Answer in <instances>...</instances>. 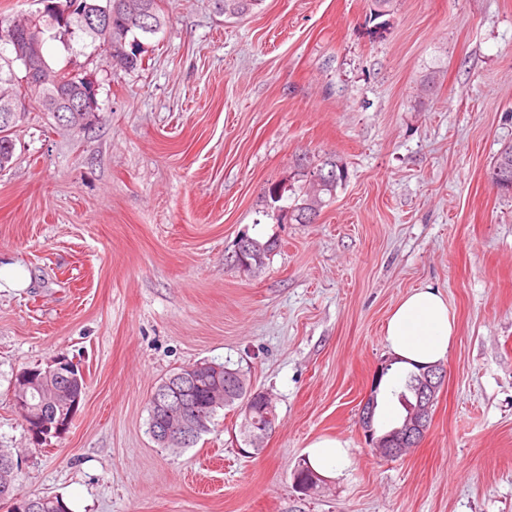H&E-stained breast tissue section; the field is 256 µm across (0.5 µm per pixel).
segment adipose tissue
Listing matches in <instances>:
<instances>
[{"label":"adipose tissue","instance_id":"obj_1","mask_svg":"<svg viewBox=\"0 0 512 512\" xmlns=\"http://www.w3.org/2000/svg\"><path fill=\"white\" fill-rule=\"evenodd\" d=\"M455 336V318L433 288L409 292L395 305L385 326L389 350L407 363L434 365L446 359Z\"/></svg>","mask_w":512,"mask_h":512}]
</instances>
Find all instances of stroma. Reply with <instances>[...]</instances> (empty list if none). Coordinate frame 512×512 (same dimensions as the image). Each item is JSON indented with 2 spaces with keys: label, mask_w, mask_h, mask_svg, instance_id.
I'll return each instance as SVG.
<instances>
[{
  "label": "stroma",
  "mask_w": 512,
  "mask_h": 512,
  "mask_svg": "<svg viewBox=\"0 0 512 512\" xmlns=\"http://www.w3.org/2000/svg\"><path fill=\"white\" fill-rule=\"evenodd\" d=\"M161 8L136 70L47 41L54 67L96 80L102 121L61 127L29 97L0 169V257L29 273L0 290V448L21 453L20 494L71 512H512V193L489 179L512 143V0H393L379 20L372 0ZM333 155L349 176L316 223H279L268 187ZM244 234L277 242L260 270L227 260ZM425 287L456 335L424 439L385 459L359 404L389 361L376 425L401 416L384 327ZM60 353L85 395L40 446L9 381ZM203 361L271 395L260 454L234 409L189 448L149 437L154 387ZM321 436L350 461L304 494L291 471ZM262 0H215V8L227 17H238L250 13Z\"/></svg>",
  "instance_id": "1"
}]
</instances>
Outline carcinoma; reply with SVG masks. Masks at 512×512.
<instances>
[{
    "mask_svg": "<svg viewBox=\"0 0 512 512\" xmlns=\"http://www.w3.org/2000/svg\"><path fill=\"white\" fill-rule=\"evenodd\" d=\"M103 0H40L43 8L17 21L22 29L32 22H38L43 32L52 30L72 41L88 37L91 43H99L105 48L107 59L112 66L124 70L142 66L140 38L158 33L165 24L160 0H112V15L109 28H94L85 22L83 15L87 7L101 5ZM261 0H214L218 12L227 17H238L250 13ZM39 69L41 81L34 83L14 73L9 62L0 56V100L5 98H26L29 93L36 94L44 111L50 113L56 121L65 126L91 128L100 119L88 112H71L69 104L87 101L91 97L86 76L66 69H54L46 58H41ZM14 132L9 127L0 126V168L9 164L15 151ZM322 171L334 173V179L327 185L312 191L318 193L310 197V190L295 191L291 196L288 220L303 223L304 213L309 203L322 210L335 198L338 187L346 181L348 170L339 158L330 156L323 160ZM177 372L186 379L176 385L178 394L188 401L191 410L204 415L205 428L199 430L189 441L181 444L186 448L197 443L200 437L210 431L218 411L228 407H237L239 403L252 396L251 388L243 377H237L239 370L223 364H212L206 377L189 379L188 367ZM224 389V403L214 405L210 392L216 388ZM35 512H69L64 499L57 495H31Z\"/></svg>",
    "mask_w": 512,
    "mask_h": 512,
    "instance_id": "obj_1",
    "label": "carcinoma"
}]
</instances>
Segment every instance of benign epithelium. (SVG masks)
<instances>
[{"label":"benign epithelium","mask_w":512,"mask_h":512,"mask_svg":"<svg viewBox=\"0 0 512 512\" xmlns=\"http://www.w3.org/2000/svg\"><path fill=\"white\" fill-rule=\"evenodd\" d=\"M251 241H240L235 246L234 263L243 271H252L264 261L263 253L248 249ZM384 367L374 373L370 388L360 403L359 419L369 444L386 458H396L414 447L429 427L435 396L444 382V376L434 370L424 371L414 385V402L408 405L409 414L403 423L385 436H375L373 427L377 390L381 387ZM77 364L67 354H59L50 362L47 376L55 386L43 390V378L37 369L18 372L12 384V403L33 440L49 443L67 431L81 402V390L74 389L78 377ZM153 403L163 415V429L156 432L162 442H181L196 432L197 426L186 414V408L171 401L167 385L163 384L153 395ZM276 429L274 417L267 416V424L253 429L246 442L252 446L265 440ZM0 500L9 512H31L32 503L12 492L10 483L0 485Z\"/></svg>","instance_id":"obj_1"}]
</instances>
